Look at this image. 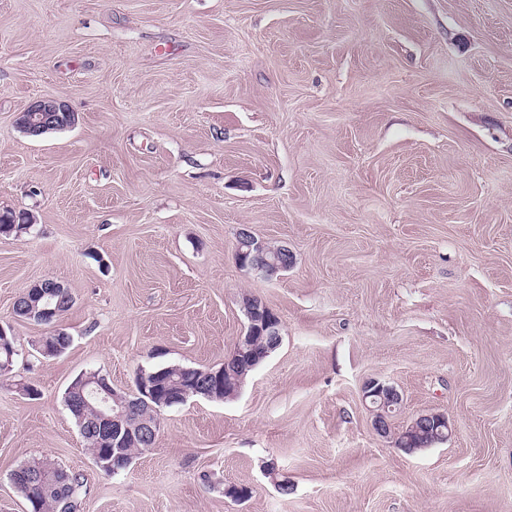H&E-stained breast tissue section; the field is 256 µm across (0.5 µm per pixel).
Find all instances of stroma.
<instances>
[{
	"label": "stroma",
	"mask_w": 512,
	"mask_h": 512,
	"mask_svg": "<svg viewBox=\"0 0 512 512\" xmlns=\"http://www.w3.org/2000/svg\"><path fill=\"white\" fill-rule=\"evenodd\" d=\"M39 99L77 125L21 133ZM6 209L32 225L0 237V512H30L9 475L42 458L81 474L78 512H512V0H0ZM243 227L291 267L240 268ZM45 279L73 297L54 357L13 312ZM248 295L281 345L101 471L70 383L219 367ZM372 379L394 429L440 412L447 441L378 435ZM364 397L365 399L370 398V403L374 405L376 398H380L379 409L373 407V424L376 432L381 437H389L390 426L387 420L388 410L396 409L401 401V395L398 390L389 384L380 382L378 380H372L364 386Z\"/></svg>",
	"instance_id": "35a3bbf8"
}]
</instances>
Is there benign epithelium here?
Segmentation results:
<instances>
[{
    "label": "benign epithelium",
    "instance_id": "7a95c632",
    "mask_svg": "<svg viewBox=\"0 0 512 512\" xmlns=\"http://www.w3.org/2000/svg\"><path fill=\"white\" fill-rule=\"evenodd\" d=\"M77 122V114L67 105L51 99L36 101L16 118L17 127L26 135L63 130L74 126ZM238 240L246 242L248 246V250L245 251L248 258L238 260L240 267L266 279L283 269L279 261L268 257L272 252L268 243L255 237L248 229L239 230ZM243 309L247 326L245 334L236 344V356L224 366L223 375L214 376L215 385H223L226 399L238 394L244 383L242 373L253 370L262 363L263 356H256L252 352L253 340L262 337L267 341L268 346L264 356L279 347L282 341L280 318L260 300L253 297L245 298ZM79 383L81 390L101 398L100 408L96 411L90 428L100 441L112 444V451L105 456H96L94 463L101 468H110L114 473L131 463V459L123 450L125 439L138 437L143 440L148 437H157L162 412L184 403L188 398V392L173 381L162 390L148 383L142 369L136 374L135 391L130 394L115 390L108 378L98 372L80 375ZM364 397L370 399L372 404L379 403V408L373 410L374 428L380 436H389L388 411L400 405L402 401L400 393L389 384L372 380L364 386ZM143 405L155 411L153 417L140 422L130 420V411ZM447 426H449L447 418L440 413L420 415L407 426L406 444L415 445L422 438Z\"/></svg>",
    "mask_w": 512,
    "mask_h": 512
}]
</instances>
